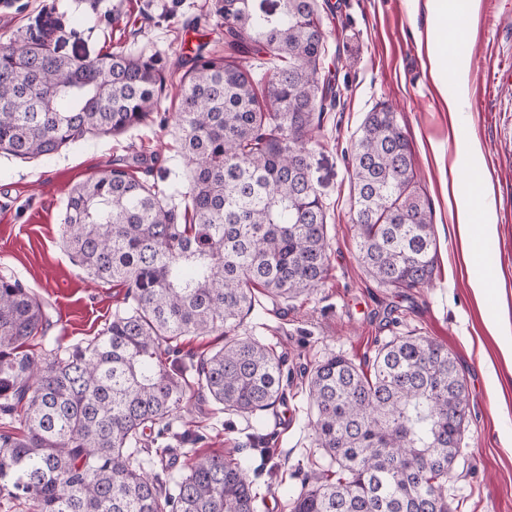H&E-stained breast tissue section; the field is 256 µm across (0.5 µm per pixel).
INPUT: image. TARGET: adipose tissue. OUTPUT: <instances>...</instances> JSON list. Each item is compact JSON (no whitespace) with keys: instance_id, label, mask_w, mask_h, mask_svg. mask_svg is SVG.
<instances>
[{"instance_id":"1","label":"adipose tissue","mask_w":512,"mask_h":512,"mask_svg":"<svg viewBox=\"0 0 512 512\" xmlns=\"http://www.w3.org/2000/svg\"><path fill=\"white\" fill-rule=\"evenodd\" d=\"M455 222L464 244L462 260L466 268L473 271L471 286L476 295H484L491 288L492 281L483 273L475 271L469 249L470 243L490 234L493 224L491 209L483 198L482 182H475L472 195L461 197L455 211Z\"/></svg>"}]
</instances>
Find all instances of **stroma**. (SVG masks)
<instances>
[{
	"label": "stroma",
	"instance_id": "35a3bbf8",
	"mask_svg": "<svg viewBox=\"0 0 512 512\" xmlns=\"http://www.w3.org/2000/svg\"><path fill=\"white\" fill-rule=\"evenodd\" d=\"M64 12L63 53L95 55L116 48L137 54L162 51L187 57L223 52L224 22L211 0H0V39L34 23L45 5ZM328 47L325 68L336 106L324 113L309 143L312 172L327 207L329 266L311 294L285 304L260 299L243 329L271 344L286 361L283 402L253 416L214 417L212 404L194 394L171 417L168 447L156 469L188 472L202 454L228 453L249 445L262 426L275 450L277 474L254 458L251 477L258 512H289L303 478L324 458L313 440L305 383L329 355L370 365L376 349L395 336H428L455 355L469 393V420L461 456L448 477V498L457 512H512V361L499 348L512 335V84L497 73L512 63V0H467L448 24L430 14L424 0H318ZM460 37L467 56L468 101L449 112L456 94L447 72L431 58L445 41ZM395 108L412 148L421 192L432 211L437 256L430 284L409 290L379 285L358 260L351 221L350 154L372 108ZM174 121L156 122L119 136L91 137L51 159L23 161L0 152V275L19 279L46 306L50 341L84 346L112 320L123 287L92 280L62 243L64 204L71 188L98 169L133 156L146 158L173 185L186 181ZM484 167V194L494 232L483 238L484 268L493 281L478 298L460 260L462 242L450 212L469 163ZM501 390L490 395L488 377Z\"/></svg>",
	"mask_w": 512,
	"mask_h": 512
}]
</instances>
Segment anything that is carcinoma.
<instances>
[{
	"mask_svg": "<svg viewBox=\"0 0 512 512\" xmlns=\"http://www.w3.org/2000/svg\"><path fill=\"white\" fill-rule=\"evenodd\" d=\"M224 54L197 53L175 112L187 170L183 204L114 163L74 185L62 239L92 277L126 288L124 307L85 347L41 362L23 351L49 323L17 279L0 276V491L33 512H257L250 462L201 455L189 472H152L146 431L168 430L192 387L213 415H255L283 400V355L240 333L256 294L274 303L317 288L328 266L326 212L307 145L332 102L317 0H211ZM63 15L45 8L0 41V151L47 159L90 137L154 122L170 57L115 49L59 54ZM266 58L256 74L250 59ZM353 222L364 270L389 288L434 271L431 210L396 112L364 118L350 158ZM224 337L189 368L166 355L184 336ZM305 394L325 467L290 512H454L448 473L469 412L465 376L448 348L398 336L365 371L319 361Z\"/></svg>",
	"mask_w": 512,
	"mask_h": 512,
	"instance_id": "obj_1",
	"label": "carcinoma"
}]
</instances>
